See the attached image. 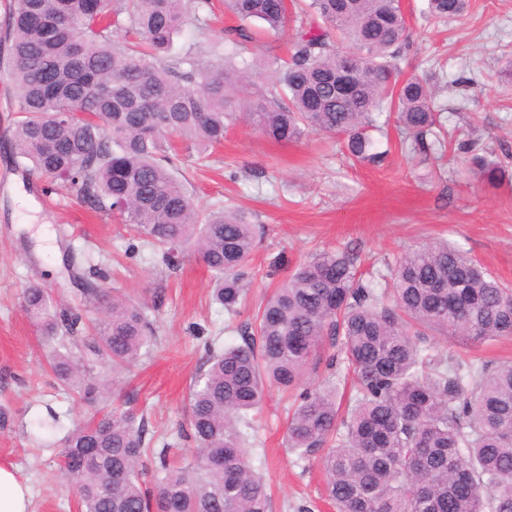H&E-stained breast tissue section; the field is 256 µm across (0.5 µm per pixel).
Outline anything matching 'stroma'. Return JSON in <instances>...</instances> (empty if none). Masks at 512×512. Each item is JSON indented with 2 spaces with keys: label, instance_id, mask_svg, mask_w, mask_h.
<instances>
[{
  "label": "stroma",
  "instance_id": "obj_1",
  "mask_svg": "<svg viewBox=\"0 0 512 512\" xmlns=\"http://www.w3.org/2000/svg\"><path fill=\"white\" fill-rule=\"evenodd\" d=\"M409 45L398 60L405 74L434 77L433 104L456 142L478 141L501 162L509 182L479 185L462 160L438 169L433 157L404 148L395 124L385 125L381 164L350 165L344 139L311 132L277 143L246 121L227 125L223 145L207 158L179 142L183 182L199 209L221 203L240 208L264 227L250 264L259 271L243 307L251 318L259 304L300 262L317 250L352 251L361 270L384 273L407 250L444 239L512 287V82L499 73L512 63V0H468L448 21L431 18L427 0H404ZM195 23L175 38L172 55L224 46L234 68H247L249 96L265 92L275 56L285 40L242 22L224 0L189 4ZM9 81L0 68V406L12 423L0 428V466L14 468L31 492L32 512H80L78 498L59 472L57 454L72 428L96 405L72 401L58 389L49 350L24 311L21 286L49 290L59 308L81 306L77 277L87 260L98 263L112 287L149 302L159 344L126 378L105 407L144 411L149 434L176 431L185 413L190 380L213 337L235 339L228 316L211 301V274L187 259L171 272L154 250L129 255V231L82 204L69 184L29 174L13 156ZM52 237H41L42 228ZM436 349L464 358L512 360V339L461 343L434 335ZM287 396L266 393L253 415L248 439L271 488L272 512H335L320 497L318 463L302 466L285 442Z\"/></svg>",
  "mask_w": 512,
  "mask_h": 512
}]
</instances>
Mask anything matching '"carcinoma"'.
I'll return each mask as SVG.
<instances>
[{
	"label": "carcinoma",
	"instance_id": "obj_1",
	"mask_svg": "<svg viewBox=\"0 0 512 512\" xmlns=\"http://www.w3.org/2000/svg\"><path fill=\"white\" fill-rule=\"evenodd\" d=\"M187 0H11L4 43L16 98L11 129L29 171L69 183L104 216L118 215L157 249L169 270L192 249L231 318L256 273L249 261L263 228L237 209H197L177 173L174 138L224 141L240 76L204 55L165 59L187 22ZM243 21L293 29L270 97L249 121L279 142L315 131L341 135L350 159L376 164L378 119L395 116L415 151L452 148L427 80L396 63L407 25L398 0H224ZM467 0H428L439 20ZM315 14L322 24L304 17ZM336 31V41L327 30ZM346 41L357 49V86L336 94ZM475 178L494 186L505 169L460 143ZM348 250L322 249L300 263L240 324V341L205 345L187 395L186 423L144 464L146 420L106 411L75 426L58 454L81 512H271L242 426L265 390L296 391L286 441L297 459L319 460L336 512H512V362L462 360L429 334L476 343L512 337V288L446 242L402 255L384 282L365 280ZM83 316L54 309L49 292L20 289L27 315L51 346L61 388L87 402L117 389L155 346L148 306L89 267ZM324 375L311 388L306 379ZM192 460L170 461L179 441Z\"/></svg>",
	"mask_w": 512,
	"mask_h": 512
}]
</instances>
